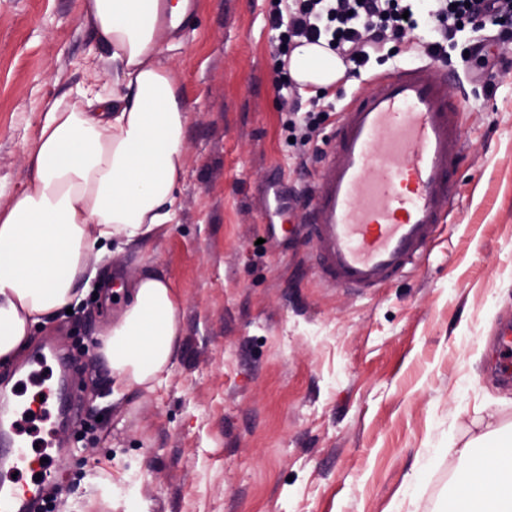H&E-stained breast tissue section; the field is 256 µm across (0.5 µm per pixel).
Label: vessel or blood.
<instances>
[{
  "instance_id": "1",
  "label": "vessel or blood",
  "mask_w": 512,
  "mask_h": 512,
  "mask_svg": "<svg viewBox=\"0 0 512 512\" xmlns=\"http://www.w3.org/2000/svg\"><path fill=\"white\" fill-rule=\"evenodd\" d=\"M442 82L426 67L376 78L341 115L323 157L301 229L315 270L331 288L370 291L406 272L439 232L452 203L462 134ZM278 212L296 195L281 174L266 185ZM46 459H32L0 415V512H42L44 494L15 479L22 466L56 477L62 439Z\"/></svg>"
}]
</instances>
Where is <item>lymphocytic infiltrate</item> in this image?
Segmentation results:
<instances>
[{"mask_svg": "<svg viewBox=\"0 0 512 512\" xmlns=\"http://www.w3.org/2000/svg\"><path fill=\"white\" fill-rule=\"evenodd\" d=\"M436 2L434 16L440 24L439 36L421 46L422 54L431 59L443 57L449 40L465 26L493 29L512 19V0ZM270 20L273 28L281 32L278 56H288L298 39L310 43L323 39L355 73L388 40L405 37L417 26L415 16L406 15L401 0H294L290 13L273 10Z\"/></svg>", "mask_w": 512, "mask_h": 512, "instance_id": "lymphocytic-infiltrate-1", "label": "lymphocytic infiltrate"}]
</instances>
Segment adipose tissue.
<instances>
[{"label":"adipose tissue","mask_w":512,"mask_h":512,"mask_svg":"<svg viewBox=\"0 0 512 512\" xmlns=\"http://www.w3.org/2000/svg\"><path fill=\"white\" fill-rule=\"evenodd\" d=\"M82 11L112 63V95L87 88L80 102L45 104L29 154L34 177L0 209V362L31 328L78 299L87 254L99 243L137 244L175 214L184 168L186 114L158 33L162 13L181 18L183 0H82ZM301 93L340 82L336 54L304 43L287 59ZM175 289L144 269L120 317L97 349L112 368V395L155 392L179 345ZM450 512H512V435L490 429L467 441Z\"/></svg>","instance_id":"adipose-tissue-1"}]
</instances>
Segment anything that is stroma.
I'll list each match as a JSON object with an SVG mask.
<instances>
[{
	"label": "stroma",
	"instance_id": "obj_1",
	"mask_svg": "<svg viewBox=\"0 0 512 512\" xmlns=\"http://www.w3.org/2000/svg\"><path fill=\"white\" fill-rule=\"evenodd\" d=\"M180 31L161 35L186 112L178 212L139 246L90 250L96 268L71 313L34 326L0 364L24 378L46 337L79 366V418L102 428L71 439L59 473L61 512H448L459 463L450 448L474 418L512 427L498 334L512 325V69L472 80L464 28L433 62L458 108L465 148L453 207L417 266L386 286L324 287L303 234L265 235V184L318 177L302 155L327 149L361 82L330 90L308 145L289 122L310 96L283 84L272 0H192ZM418 26L388 42L380 74L423 64L438 24L432 0H407ZM93 87L112 94V66L80 0H0V208L29 183L42 101ZM176 288L182 336L154 393L88 401L111 385L96 345L122 303L100 285L144 268ZM93 447L80 461L83 446Z\"/></svg>",
	"mask_w": 512,
	"mask_h": 512
}]
</instances>
